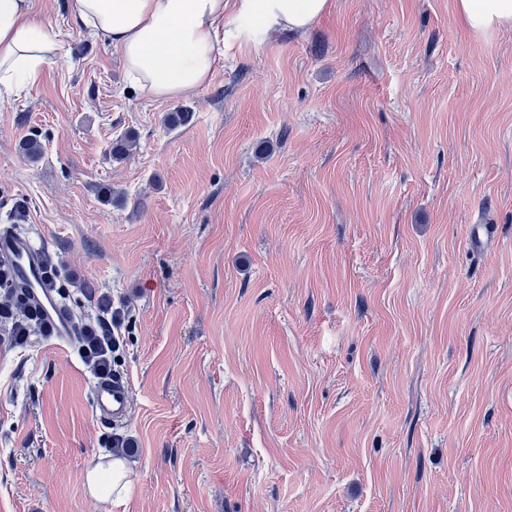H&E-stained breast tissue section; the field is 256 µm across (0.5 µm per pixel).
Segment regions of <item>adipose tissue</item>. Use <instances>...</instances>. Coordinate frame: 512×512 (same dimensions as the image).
Returning <instances> with one entry per match:
<instances>
[{"instance_id": "adipose-tissue-1", "label": "adipose tissue", "mask_w": 512, "mask_h": 512, "mask_svg": "<svg viewBox=\"0 0 512 512\" xmlns=\"http://www.w3.org/2000/svg\"><path fill=\"white\" fill-rule=\"evenodd\" d=\"M332 0H69L74 21L119 50L131 84L160 101H175L204 86L224 56L227 40L262 41L304 32L329 12ZM457 14L476 32L512 27V0H455ZM59 48L49 26L36 20L31 0H0V85L15 93L36 84ZM129 468L116 457L92 464L86 486L92 496L125 491Z\"/></svg>"}]
</instances>
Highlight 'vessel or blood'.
<instances>
[{
  "mask_svg": "<svg viewBox=\"0 0 512 512\" xmlns=\"http://www.w3.org/2000/svg\"><path fill=\"white\" fill-rule=\"evenodd\" d=\"M0 261L11 272V282L21 289L26 300L38 306L53 325L60 341H70L74 325L56 293L48 286L40 250L32 239L9 227L0 228ZM93 411L103 423H125L130 412L131 389L123 379H99L94 384Z\"/></svg>",
  "mask_w": 512,
  "mask_h": 512,
  "instance_id": "obj_1",
  "label": "vessel or blood"
}]
</instances>
